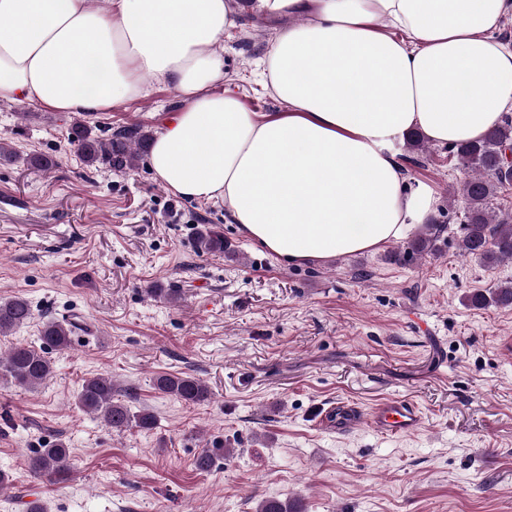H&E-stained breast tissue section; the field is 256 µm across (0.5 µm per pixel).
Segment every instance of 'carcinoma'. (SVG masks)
<instances>
[{
	"instance_id": "obj_1",
	"label": "carcinoma",
	"mask_w": 512,
	"mask_h": 512,
	"mask_svg": "<svg viewBox=\"0 0 512 512\" xmlns=\"http://www.w3.org/2000/svg\"><path fill=\"white\" fill-rule=\"evenodd\" d=\"M71 139L77 142L83 157L89 164L102 163L118 170H130L143 152L147 151L150 134L137 125L125 126L111 133L106 139L92 134L82 121L76 120L70 127ZM512 147V118L492 128L482 139L449 147V153L457 158L463 169L470 172L460 189L464 203L465 232L461 240L462 255L478 260L483 265L512 261V213H494L492 201L500 188L512 181L501 175L504 151ZM442 225H422L414 237L407 242V249L416 254L436 251V242ZM197 248L206 253L224 252V235L214 229L201 231ZM468 301L474 307L494 304L512 306V282L474 292ZM34 318L31 303L23 297L0 301V335H5ZM70 324L59 320H48L42 324L40 340L42 347L14 345L0 352V374L10 378L18 386L36 389L53 372V363L46 356L45 348L62 350L70 343ZM156 387L187 403L200 404L210 397L208 387L197 377L180 373L162 375L156 379ZM77 403L83 411L95 415L105 426L126 431L131 428L151 430L156 425L153 413L142 410L134 412L127 404L116 398L112 378L94 375L81 384L77 392ZM69 449L57 443L42 448L29 460V469L37 476L57 478L66 473ZM257 512H298L297 505L266 498L257 506Z\"/></svg>"
}]
</instances>
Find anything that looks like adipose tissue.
I'll list each match as a JSON object with an SVG mask.
<instances>
[{"mask_svg":"<svg viewBox=\"0 0 512 512\" xmlns=\"http://www.w3.org/2000/svg\"><path fill=\"white\" fill-rule=\"evenodd\" d=\"M249 10L288 19L264 60L282 110L257 118L218 49ZM512 0H0V101L102 112L170 83L183 105L148 163L167 190L223 200L231 223L288 262L376 250L435 199L411 188L396 146L454 145L512 112ZM403 31L385 35L380 21Z\"/></svg>","mask_w":512,"mask_h":512,"instance_id":"1","label":"adipose tissue"}]
</instances>
